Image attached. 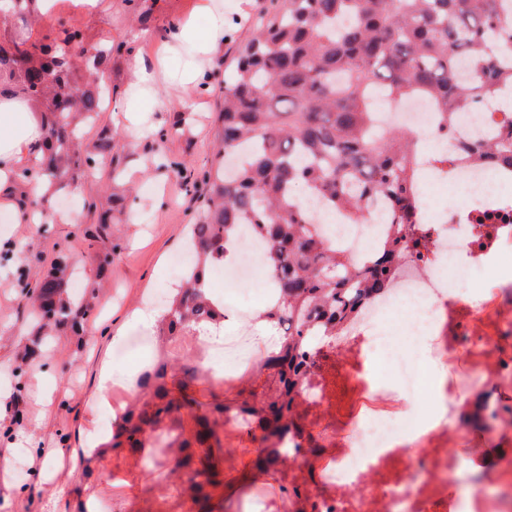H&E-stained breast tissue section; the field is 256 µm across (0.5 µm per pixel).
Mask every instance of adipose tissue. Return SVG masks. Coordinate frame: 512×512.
<instances>
[{
    "instance_id": "1",
    "label": "adipose tissue",
    "mask_w": 512,
    "mask_h": 512,
    "mask_svg": "<svg viewBox=\"0 0 512 512\" xmlns=\"http://www.w3.org/2000/svg\"><path fill=\"white\" fill-rule=\"evenodd\" d=\"M236 26L235 19L225 16L221 0H196L190 15L173 19L162 52L148 61H132L122 126L136 123L138 114L162 111L159 86L193 96L206 89L213 60ZM42 120L39 107L24 96L0 99V193L11 192L21 162H36Z\"/></svg>"
}]
</instances>
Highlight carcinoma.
I'll return each instance as SVG.
<instances>
[{
  "label": "carcinoma",
  "instance_id": "obj_1",
  "mask_svg": "<svg viewBox=\"0 0 512 512\" xmlns=\"http://www.w3.org/2000/svg\"><path fill=\"white\" fill-rule=\"evenodd\" d=\"M505 0H271L256 20L254 35L237 50L224 79L210 166L197 183L205 203L190 226L193 261L173 293L156 333L164 343L224 317V304L207 292L212 271L242 244L248 225L266 244L264 264L276 298L261 318L288 324L281 348L262 365L276 384L258 402L224 400L202 412L193 387L206 376L186 365H156L144 390L112 431V448L144 454L147 474L178 472L180 495L197 500L220 484L216 453L223 451L218 417L234 414L248 431L261 432L257 470L268 473L288 460L277 447L298 427L293 405L309 337L336 336L373 298L396 285L405 251L422 246L407 225L418 206L413 134L376 124L378 104L426 99L453 126L464 105L490 100L512 71L482 51L512 24ZM61 41L32 42L24 32L0 40V96L21 92L45 114L43 152L28 174L63 186L71 165L97 169L112 159V135L97 151L80 155L78 125L94 124L101 95L94 72L112 61V45L87 49L78 28ZM475 160L512 166V147L475 144ZM304 186L326 212L347 224H366L374 201L390 209V227L377 250L357 261L325 236L317 215L296 195ZM70 258L59 256L36 279L30 309L45 325L77 323L91 311L80 299H64ZM196 421L185 438L182 413ZM204 449L198 455L195 448Z\"/></svg>",
  "mask_w": 512,
  "mask_h": 512
}]
</instances>
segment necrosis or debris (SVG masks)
<instances>
[{
  "label": "necrosis or debris",
  "mask_w": 512,
  "mask_h": 512,
  "mask_svg": "<svg viewBox=\"0 0 512 512\" xmlns=\"http://www.w3.org/2000/svg\"><path fill=\"white\" fill-rule=\"evenodd\" d=\"M386 118L420 136V203L410 232H427L430 243L425 252L406 253L395 288L371 301L358 323L319 343L324 359L306 367L295 401L296 440L312 451L300 460L294 485L305 512H512V457L462 480L453 446L464 425L446 416L473 387L512 384V352L502 344L512 334V280L482 285L476 303L457 294L512 248V168L480 166L463 151L499 138L503 116L471 105L447 134L430 103L415 99ZM441 149L450 156L443 168L430 161ZM437 186L453 193L441 209L431 194ZM395 308L407 315L408 340L381 323ZM424 340L441 362L461 352L469 366L463 378L435 379L419 408L407 396L419 385ZM381 354L406 397L380 389L372 360Z\"/></svg>",
  "instance_id": "4bbe7bcc"
}]
</instances>
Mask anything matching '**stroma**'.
I'll use <instances>...</instances> for the list:
<instances>
[{"label": "stroma", "instance_id": "stroma-1", "mask_svg": "<svg viewBox=\"0 0 512 512\" xmlns=\"http://www.w3.org/2000/svg\"><path fill=\"white\" fill-rule=\"evenodd\" d=\"M265 5L266 0H253L248 18L217 56L211 89L203 99L185 107L171 100L167 88L159 89L167 106L145 113V123L155 132L140 140L134 132L118 131L116 124L126 106L131 61L153 56L169 22L191 13L195 0H111L110 8L100 13L62 11L36 21L16 17L0 25L1 40L22 29L35 41L59 39L64 29L74 26L82 30L87 45L126 47L113 54L111 66L100 76L112 89L111 109L101 112L97 124L79 131L88 150L98 143L102 129L114 131L112 152L120 158L123 179L112 181L105 170L72 169L65 188L39 202L44 220L38 224L24 218L18 198H0V214L10 217L9 223H0V256L20 243L47 262L57 252L68 253L83 292L92 293L94 304L82 331L63 326L37 342L23 306L31 278L19 274L20 259H0V393L5 396L0 403V454L10 456L24 448L23 436L35 441L26 448L25 474L0 470V512H79L89 497L105 491L119 495L123 512H158L168 487L145 477L140 455L120 449L92 459L86 448L92 443L96 404L108 395L102 387L104 375L118 366L140 370L152 358L146 351L121 359L117 347L138 330L128 319L130 312L172 284L171 267L186 246L188 226L203 199L191 173L211 156L216 114L224 101V72L235 48L251 37ZM156 144L178 161V168H146V154ZM90 198L115 224L118 248L102 276L95 257L106 245L85 240L80 227L86 218L82 205ZM222 439L224 484L210 490L205 512H277L281 495L291 487L293 464L273 474L257 473V443L247 432H227ZM457 445L480 464L490 456L512 454V425L491 432L463 431ZM230 484L238 485L236 496H226Z\"/></svg>", "mask_w": 512, "mask_h": 512}]
</instances>
